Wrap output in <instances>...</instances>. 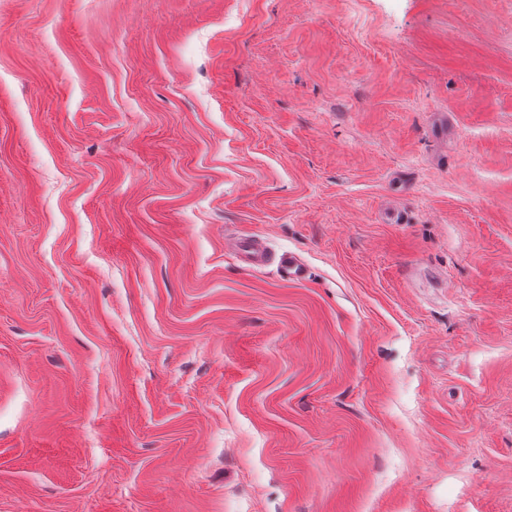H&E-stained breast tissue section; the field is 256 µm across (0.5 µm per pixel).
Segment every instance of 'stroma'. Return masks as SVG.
<instances>
[{
  "instance_id": "obj_1",
  "label": "stroma",
  "mask_w": 512,
  "mask_h": 512,
  "mask_svg": "<svg viewBox=\"0 0 512 512\" xmlns=\"http://www.w3.org/2000/svg\"><path fill=\"white\" fill-rule=\"evenodd\" d=\"M0 512H512V0H0ZM226 246L236 253L242 263L251 268L262 267L271 259L267 242L259 235L236 238L227 241Z\"/></svg>"
}]
</instances>
